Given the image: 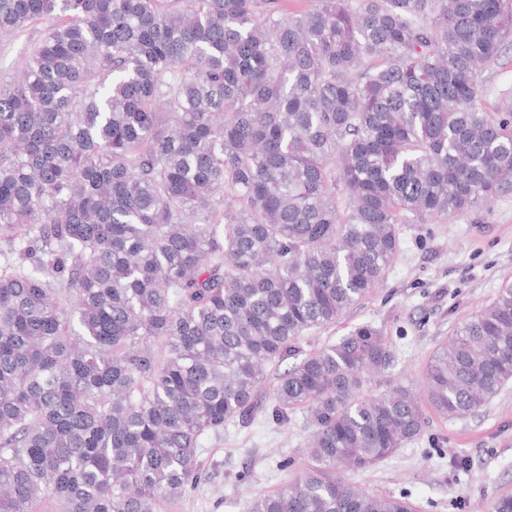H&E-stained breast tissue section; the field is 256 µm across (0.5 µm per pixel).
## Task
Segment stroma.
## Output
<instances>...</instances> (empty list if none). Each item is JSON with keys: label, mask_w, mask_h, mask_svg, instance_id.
<instances>
[{"label": "stroma", "mask_w": 512, "mask_h": 512, "mask_svg": "<svg viewBox=\"0 0 512 512\" xmlns=\"http://www.w3.org/2000/svg\"><path fill=\"white\" fill-rule=\"evenodd\" d=\"M44 24L0 33V79L17 76ZM512 277V195L498 200L483 223L406 225L400 251L384 281L327 329L313 333L303 350L337 340L351 327L371 323L390 341L395 357L387 383L420 384L434 351L479 307L491 303ZM309 426L303 410L277 426L266 416L232 425L201 441L204 481L167 512H244L249 499L278 490L309 463ZM352 480L368 492L406 498L414 512H477L482 500L512 494V382L487 405L456 419L427 412L422 435L391 458Z\"/></svg>", "instance_id": "obj_1"}]
</instances>
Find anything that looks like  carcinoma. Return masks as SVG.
<instances>
[{
	"mask_svg": "<svg viewBox=\"0 0 512 512\" xmlns=\"http://www.w3.org/2000/svg\"><path fill=\"white\" fill-rule=\"evenodd\" d=\"M43 21L0 82V512H162L203 436L297 409L310 465L247 512H412L339 468L512 381V280L418 390L364 391L372 324L300 341L404 225L512 194V105L483 102L512 0H0V33Z\"/></svg>",
	"mask_w": 512,
	"mask_h": 512,
	"instance_id": "obj_1",
	"label": "carcinoma"
}]
</instances>
